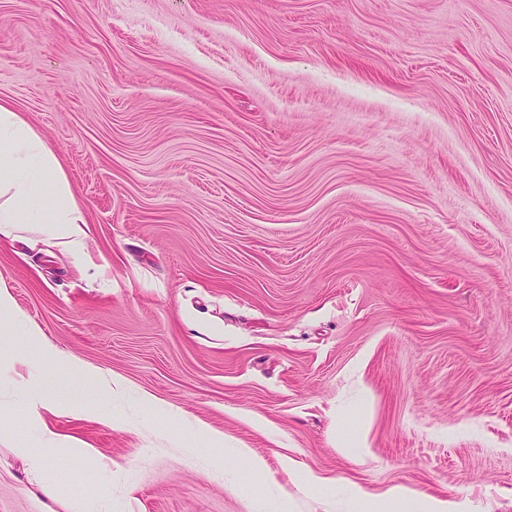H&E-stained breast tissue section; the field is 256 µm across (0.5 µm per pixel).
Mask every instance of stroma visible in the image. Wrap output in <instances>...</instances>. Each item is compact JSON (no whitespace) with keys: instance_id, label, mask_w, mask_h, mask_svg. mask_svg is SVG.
<instances>
[{"instance_id":"1","label":"stroma","mask_w":512,"mask_h":512,"mask_svg":"<svg viewBox=\"0 0 512 512\" xmlns=\"http://www.w3.org/2000/svg\"><path fill=\"white\" fill-rule=\"evenodd\" d=\"M0 99L89 232L0 235V350L66 377L25 317L279 482L147 413L50 416L111 470H31L11 422L0 512H359L350 484L512 512V0H0ZM194 428L202 444L209 446V448L224 449L225 456L235 457L238 463L244 465L246 468L265 473L267 479H271V476L268 471L264 469L261 461L254 457L248 448H232L224 441V435L222 433L216 432L201 424H197Z\"/></svg>"}]
</instances>
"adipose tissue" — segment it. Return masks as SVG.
Wrapping results in <instances>:
<instances>
[{
	"instance_id": "adipose-tissue-1",
	"label": "adipose tissue",
	"mask_w": 512,
	"mask_h": 512,
	"mask_svg": "<svg viewBox=\"0 0 512 512\" xmlns=\"http://www.w3.org/2000/svg\"><path fill=\"white\" fill-rule=\"evenodd\" d=\"M15 224L39 225L52 245L76 257L85 254L86 209L74 195L54 149L10 102L0 100V228ZM22 328L28 336L38 340L44 363L67 362L73 373L82 376L84 384L95 387L106 399L127 400L128 389L120 378L66 358L59 348L44 339L37 325L26 322ZM0 377L10 381L16 391L24 393L26 413L33 420H41L46 413L77 415L87 411L80 403H60L55 391L36 385L14 361L0 360ZM39 441L42 453H35L23 440L15 448V455L27 458L37 469L60 452L78 462L92 461L105 469L112 466L111 459L96 449L73 444L50 429H42ZM348 496L362 504L365 512H471L467 499L423 495L404 486L380 494L354 487Z\"/></svg>"
}]
</instances>
